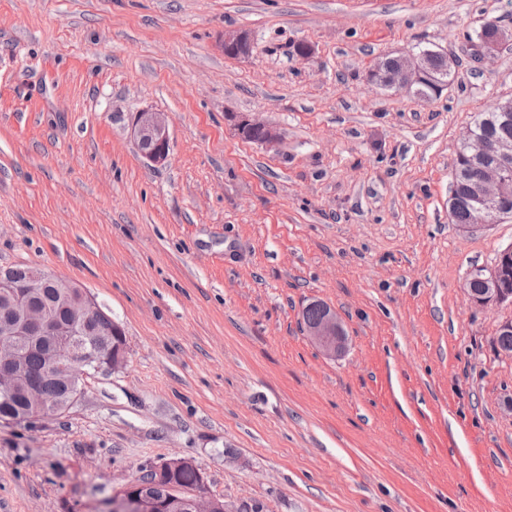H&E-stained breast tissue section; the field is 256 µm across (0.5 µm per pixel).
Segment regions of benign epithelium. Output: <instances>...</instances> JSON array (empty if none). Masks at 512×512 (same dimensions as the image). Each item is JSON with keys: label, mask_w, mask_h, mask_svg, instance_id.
Masks as SVG:
<instances>
[{"label": "benign epithelium", "mask_w": 512, "mask_h": 512, "mask_svg": "<svg viewBox=\"0 0 512 512\" xmlns=\"http://www.w3.org/2000/svg\"><path fill=\"white\" fill-rule=\"evenodd\" d=\"M485 29L494 33L492 39L481 37L474 42L478 56L485 58L504 39L498 26L490 23ZM224 53L234 57L253 53L255 41L247 31L224 35ZM442 53L428 49L418 54L393 58L384 69L373 70L370 81L386 89L407 90L421 79L441 92L448 83L440 79L431 61ZM235 126L245 134L259 132V142L274 144L279 140L275 128L248 115H234ZM131 134L145 162L161 165L169 156V121L164 112L150 109L135 114ZM463 148L470 164L477 169L471 208L477 216L473 224H458L462 234H471L492 224L512 220V214L499 210L503 198L512 193V142L477 138L466 132ZM512 263V245L503 249L489 269H477L469 280L484 283L482 293L466 289L476 306L511 305L512 282L506 272ZM53 289L54 304L68 310L62 320L42 304L47 289ZM0 300L5 312L0 318V405L8 414L0 419L16 424H32L45 416L69 410L81 397L83 384L94 373H110L125 362L126 350L121 343L123 329L112 320L95 297L86 289L54 274L37 271L17 282L7 269L0 270ZM307 335L327 356L341 351L344 329L336 310L327 308L323 317L307 327ZM39 347L46 378L58 383V395L47 397L29 383L26 351L30 345ZM188 458L163 461L150 469L154 481L168 483L169 495L157 498L150 485L138 480L125 483L112 499L115 512H224V501L205 495V478L196 486L183 488L171 482L175 471L192 467Z\"/></svg>", "instance_id": "7a95c632"}]
</instances>
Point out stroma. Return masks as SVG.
<instances>
[{
    "instance_id": "stroma-1",
    "label": "stroma",
    "mask_w": 512,
    "mask_h": 512,
    "mask_svg": "<svg viewBox=\"0 0 512 512\" xmlns=\"http://www.w3.org/2000/svg\"><path fill=\"white\" fill-rule=\"evenodd\" d=\"M489 20L510 39L482 60ZM237 29L253 55L224 54ZM418 47L452 64L440 96L368 81ZM510 95L512 0H0V269L79 284L126 339L65 413L0 421V512H106L176 457L230 512H512V306L465 291L512 221L448 216L473 115ZM131 134L147 164L161 165L167 161L170 135L166 113L150 109L137 112ZM232 118L235 121V126L242 134L258 131L260 134V138L258 140L259 143L270 145L279 140V135L276 129L265 122L256 120L249 115L236 114L232 115ZM307 335L327 356L336 355L343 346L344 329L336 310L327 305L323 317L311 326H306Z\"/></svg>"
}]
</instances>
